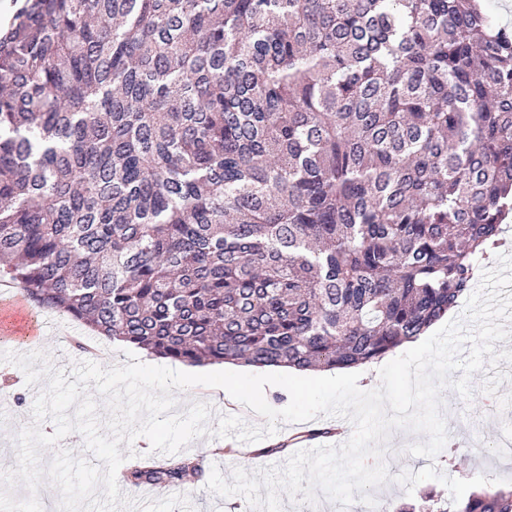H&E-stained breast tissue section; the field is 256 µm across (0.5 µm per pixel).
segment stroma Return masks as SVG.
Here are the masks:
<instances>
[{
	"instance_id": "35a3bbf8",
	"label": "stroma",
	"mask_w": 512,
	"mask_h": 512,
	"mask_svg": "<svg viewBox=\"0 0 512 512\" xmlns=\"http://www.w3.org/2000/svg\"><path fill=\"white\" fill-rule=\"evenodd\" d=\"M53 312L41 313L37 322H50L53 325L51 337L42 339L40 349L45 352L52 366L61 363L76 365L85 356L80 348L71 343L72 337L81 336L85 328L74 321L60 324ZM8 380L11 401L7 407H0V462L8 468L16 466L15 438L20 430L19 419H30L31 410L37 397L36 391L25 383L23 371L13 363L0 362V380ZM474 391L472 400H464L452 389L441 393L442 415L446 421L448 441L435 461L424 457L407 455L406 446L414 442L415 434L404 430L394 431L389 441V451L385 461L390 474L401 471H419L428 464H436L438 471L457 479H470L478 475L486 478H504L512 483V454L501 452L503 443L512 442V364L500 363L497 369L474 373L471 379ZM177 412H185L191 403L204 402L211 406L210 428H217L218 419L223 415H237L250 426L260 427L264 418L220 388L194 386L176 392ZM330 428L338 433V442H345L351 436V424L339 417L317 416L316 419L302 422L280 423L277 433L255 443L239 441L235 438H209L193 440L182 453L201 460L205 469L219 467L224 477H231L234 468L255 472L269 466L283 465L287 457L273 453L272 448L283 439L304 432ZM235 448L232 456L215 455L218 447ZM182 495L193 504L196 512H247L248 502L243 496L219 497L206 490L196 477L190 476L176 487H156L152 490L153 499Z\"/></svg>"
}]
</instances>
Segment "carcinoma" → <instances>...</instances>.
Listing matches in <instances>:
<instances>
[{"label": "carcinoma", "instance_id": "1", "mask_svg": "<svg viewBox=\"0 0 512 512\" xmlns=\"http://www.w3.org/2000/svg\"><path fill=\"white\" fill-rule=\"evenodd\" d=\"M0 81V281L155 357L382 358L512 213V29L480 0H23ZM432 500L397 512H512Z\"/></svg>", "mask_w": 512, "mask_h": 512}]
</instances>
